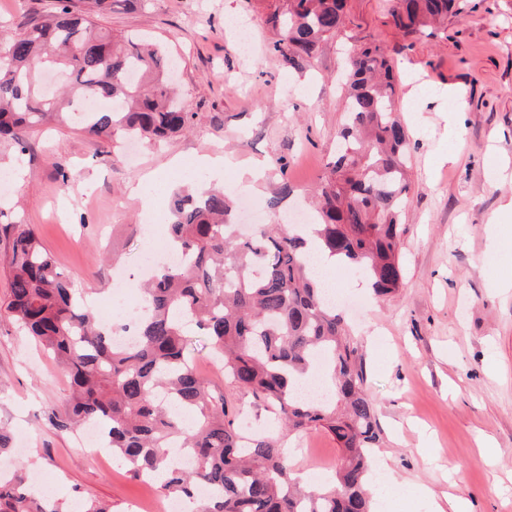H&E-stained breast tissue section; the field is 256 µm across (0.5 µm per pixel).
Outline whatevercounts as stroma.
<instances>
[{
  "mask_svg": "<svg viewBox=\"0 0 512 512\" xmlns=\"http://www.w3.org/2000/svg\"><path fill=\"white\" fill-rule=\"evenodd\" d=\"M279 0H112L99 23L139 32L179 57L178 83L190 129L160 146L107 141L73 122L28 132L16 164L0 143V170L13 172L0 211L18 214L72 284L112 313L113 272H135L142 214L130 186L160 172L169 191L187 186L174 162L223 156L224 185L265 200L281 182L293 192L278 212L246 222L279 224L312 193L336 151L345 115L343 55L380 44L398 73L397 114L410 137V191L402 222L403 283L371 297L360 275L337 288L366 301L344 308L359 343L376 408L381 467L370 472L375 512H433L435 499L467 500L472 512H512V0H458L460 12L435 34L398 28L389 0H345V27L321 42L302 69L285 64L267 17ZM251 25L242 57L225 20ZM269 168L241 179L256 162ZM70 385L54 358L0 317V423L17 450L0 468L50 476L47 488L71 512L78 498L128 512H159V484L133 479L118 461L96 458L75 435L58 434L51 411ZM298 473L319 477L341 456L324 429L291 436Z\"/></svg>",
  "mask_w": 512,
  "mask_h": 512,
  "instance_id": "stroma-1",
  "label": "stroma"
}]
</instances>
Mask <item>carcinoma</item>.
Here are the masks:
<instances>
[{
	"label": "carcinoma",
	"instance_id": "1",
	"mask_svg": "<svg viewBox=\"0 0 512 512\" xmlns=\"http://www.w3.org/2000/svg\"><path fill=\"white\" fill-rule=\"evenodd\" d=\"M56 0L50 11L0 37V139L23 158L21 131L72 114L87 98L112 108L80 119L88 133L162 142L187 129L195 114L171 83L177 67L161 42L116 37L97 22L112 0ZM455 0H395L392 16L407 33L448 20ZM275 49L299 69L319 43L344 25V0H286L271 13ZM345 120L338 146L315 194L306 225L338 264L365 278L378 298L402 286L401 215L410 189L409 136L395 115L397 79L382 47L353 48L345 63ZM233 190L203 187L173 197L168 242L187 256L155 269L135 325L133 345H118L86 298L25 224L13 229L4 265L10 277L6 312L50 350L71 380L72 395L52 427L70 432L104 425L107 447L134 477L165 472L160 488L192 498L210 485L221 492L202 512H372L368 471L380 433L365 387L363 354L338 308L307 262L306 238L285 224H258L239 237ZM195 326L224 361L225 390L215 393L188 355ZM330 361L331 394L318 402L294 397L321 356ZM248 395L276 430L246 436L235 395ZM321 427L340 446L334 477L302 486L292 478L286 435ZM178 444L193 459L169 465ZM0 512H63L34 491L30 476L0 474Z\"/></svg>",
	"mask_w": 512,
	"mask_h": 512
}]
</instances>
